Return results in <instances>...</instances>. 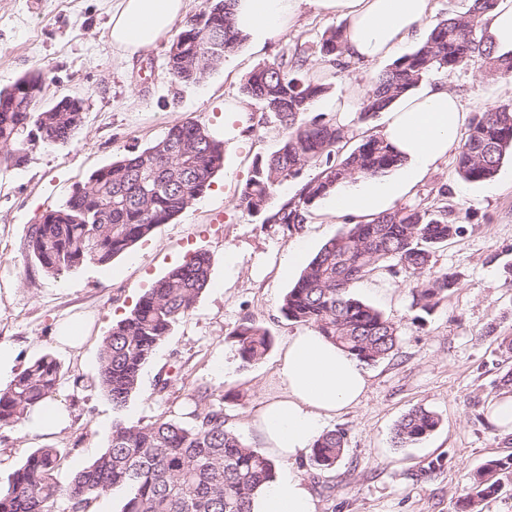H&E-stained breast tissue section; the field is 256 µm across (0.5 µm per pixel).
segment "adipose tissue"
Wrapping results in <instances>:
<instances>
[{"mask_svg": "<svg viewBox=\"0 0 512 512\" xmlns=\"http://www.w3.org/2000/svg\"><path fill=\"white\" fill-rule=\"evenodd\" d=\"M302 0H237L239 25L255 42L285 32ZM318 10L347 20L345 56L372 64L398 54L407 41H422V21L431 0H311ZM188 0H117L112 8L111 39L131 59L166 39ZM469 113L449 82L428 83L405 94L384 112L383 138L403 157L393 175L340 186L328 199L331 214L371 218L419 183L456 148ZM279 394L263 404L247 426L265 453L287 468L264 485L251 512H317V500L296 462L326 425L360 403L368 388L362 364L316 330L288 336L277 367Z\"/></svg>", "mask_w": 512, "mask_h": 512, "instance_id": "ef3b65f1", "label": "adipose tissue"}]
</instances>
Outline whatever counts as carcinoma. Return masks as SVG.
Masks as SVG:
<instances>
[{"label": "carcinoma", "mask_w": 512, "mask_h": 512, "mask_svg": "<svg viewBox=\"0 0 512 512\" xmlns=\"http://www.w3.org/2000/svg\"><path fill=\"white\" fill-rule=\"evenodd\" d=\"M498 0H471L467 12L437 24L411 52L394 60L371 81L360 103V118L384 111L399 96L413 91L433 70L449 72L479 65L512 77V50L495 49L487 16ZM235 0H213L187 19L166 52L167 73L183 83H198L247 39L238 27ZM344 28L323 33L320 60L347 69ZM306 53L281 55L244 79L241 92L273 118L282 138L271 155L253 162L239 195V205L277 224L283 231L306 224L314 204L337 186L375 177L400 162L383 137L364 135L350 151V128L327 112L313 113L329 86L308 75ZM45 76L38 72L0 89V167H20L39 145L68 143L83 123V105L65 96L40 107ZM512 149V103L496 105L475 116L455 158L458 175L483 182L496 174ZM224 161V142L200 123L175 124L153 144L127 151L93 172L68 199L30 225L21 252L46 274L58 275L85 263L106 266L133 244L148 237L189 208L212 184ZM307 167L318 173L299 193L275 201L278 188L301 176ZM450 211L404 206L356 224H346L325 242L282 299L280 312L289 321L310 327L365 364L391 356L398 328L382 312L356 298L351 288L363 277L395 267L421 277L415 305L430 312L440 297L457 286L446 271L433 270L436 248L459 232ZM212 259L195 252L139 298L134 308L112 325L99 349L97 388L122 410L139 388L144 366L187 316L211 280ZM243 365L260 362L272 346L265 328L250 319L230 333ZM64 373L50 353L30 362L0 389V430L12 429L56 392ZM191 409L180 419L148 423L117 420L108 445L68 484L58 479L60 449H34L0 485V512H53L63 499L68 512H94L105 493L126 491L120 512H250L253 493L274 478V462L248 446L226 427L224 396L190 394ZM440 425L432 411L415 408L399 422L395 439L401 447L421 442ZM345 433L324 432L309 451L310 463L324 471L344 452ZM512 470V458L488 462L474 476L462 501L474 509L502 490L500 472Z\"/></svg>", "instance_id": "cac0c4a2"}]
</instances>
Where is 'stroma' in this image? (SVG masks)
I'll return each instance as SVG.
<instances>
[{"instance_id":"stroma-1","label":"stroma","mask_w":512,"mask_h":512,"mask_svg":"<svg viewBox=\"0 0 512 512\" xmlns=\"http://www.w3.org/2000/svg\"><path fill=\"white\" fill-rule=\"evenodd\" d=\"M113 3L0 0V87L42 71L48 75L43 105L64 95L79 97L84 105L83 124L71 142L36 147L23 166L0 169V346L14 353L0 383L9 384L14 373L45 353L69 373L53 395L68 412L67 424L48 432L24 424L0 430V477L33 449L52 445L63 451L58 478L68 482L77 467L106 447L116 417L132 423L170 418L186 406L188 393L198 390L223 396L227 427L258 447L246 424L277 395L282 346L297 329L280 312V301L295 282L280 273V263L298 239L306 240L313 255L344 226L322 201L308 223L288 231L239 206L255 157L272 153L280 142L276 125L262 123L249 132L247 150L225 151L221 170L192 206L111 265L87 264L50 276L25 260L20 245L28 227L94 171L188 119L223 138L224 102L241 99L247 74L298 46L317 64L322 34L344 23L302 5L287 33L262 44L245 41L201 83L183 84L165 69L166 44L128 61L113 49ZM430 78L451 79L477 113L486 103L512 100V78L476 65L450 74L435 71ZM397 204L453 209L460 232L436 250L433 263L455 274L458 286L423 316L414 304L416 276L402 270L376 273L354 284L357 298L395 323L399 343L393 356L367 365L369 385L361 403L330 421V428L345 433L335 469L318 471L306 458L299 463L318 512H459L473 474L490 460L512 456V432L489 419L501 395L497 383L512 371V352L501 345L503 337L512 336V276L503 271L512 265V155L482 183L462 179L454 157H446ZM228 250L236 255L231 268L224 264ZM196 251L212 257L211 283L145 366L138 393L116 413L93 385L101 340L147 288ZM245 319L266 328L273 339L267 356L248 367L228 337ZM66 321L83 326L77 347L56 339ZM75 375L83 377V387H73ZM166 377L171 384L164 389L160 381ZM418 407L436 413L439 427L420 443L397 447L396 425Z\"/></svg>"}]
</instances>
